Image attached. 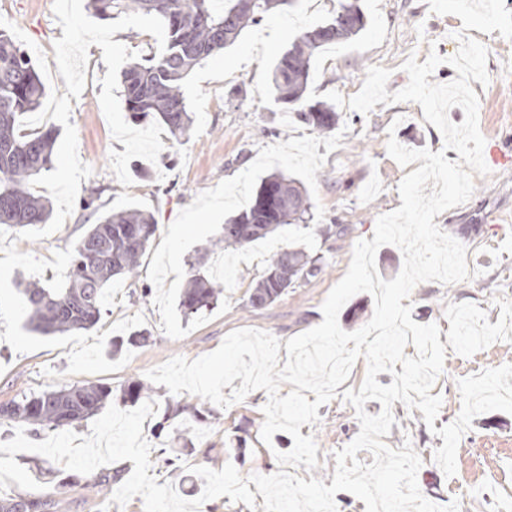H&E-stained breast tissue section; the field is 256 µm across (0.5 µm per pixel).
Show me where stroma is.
<instances>
[{
  "mask_svg": "<svg viewBox=\"0 0 512 512\" xmlns=\"http://www.w3.org/2000/svg\"><path fill=\"white\" fill-rule=\"evenodd\" d=\"M360 3L367 16L365 29L320 54L307 91L310 101L335 103L340 119L333 133L323 135L297 122L269 99L276 57L297 34L324 22L338 6V0H293L195 70L185 87L194 114L189 136L178 141L161 133L164 148L157 162L132 159V183L127 187L110 164L111 151H123L124 146L114 140L99 103L107 67L101 48L90 46L86 85L70 101V122L77 132L78 156L92 169L77 197L93 199L95 208H74L58 231L40 240L18 239L14 227L9 234L16 237L19 252L48 260L75 244L97 213L130 205L151 212L158 231L139 272L108 288L95 327L101 333L139 314L148 340L134 348L121 370L90 375L68 374V348L20 354L0 341V403L55 384H105L119 406L131 380L145 379L148 370L173 357L194 360L208 354L232 331L259 329L284 342L322 322L321 306L345 275L355 244L373 239L378 217L401 205L398 185L408 170L388 155V137L411 149L444 151L451 161L459 158L457 151L445 149L442 134L425 121L420 105L379 103L364 115L349 110L344 96L361 89L373 66L390 69L388 92L403 88L408 82L403 63L412 56L425 62L433 51L445 62L433 71L432 82H451L457 73L448 59L457 52L461 19L432 13L427 0ZM0 29L38 65L46 92L65 94L64 79L51 67L53 45L63 36L53 0H0ZM471 35L488 50L489 82H473L472 88L479 97L478 124L486 140L483 156L490 176L476 183L468 201L435 218L440 229L451 224L465 228L459 241L467 250L471 276L450 285L424 282L413 289L408 299L413 320L439 326L440 342L453 346L452 360L433 388L442 400L434 424L426 425L420 410L394 402L396 422L384 441L397 450L411 443L422 460L419 489L431 502L449 505L448 488L456 480L469 490L467 512H512V414L490 411L473 419L459 442L454 478H446L434 460L443 444L436 429L454 422L461 411L457 382L470 374L466 360L477 356L482 371L512 363V155L504 157L499 151L502 141L512 137V39L476 29ZM274 171L302 181L312 204L311 225L283 226L241 250L206 252L225 216L245 208L260 178ZM325 224L348 225L349 233L340 240L324 236L319 228ZM289 246L323 254L324 272L288 289L265 308H250L249 295L268 259ZM203 252L208 255L207 272L224 274V297L215 309L187 320L178 309V296L191 273V261ZM144 289L149 292L145 298L140 295ZM152 399L156 414L143 423L151 446L150 473L158 484L172 483L183 498L199 497L203 490L194 467L219 470L230 463L245 478L271 475L279 469L277 453L293 446L285 432L275 433L271 444L262 443L265 391H252L226 409L192 394H171L159 384L153 387ZM167 414L172 428L184 430V437L156 438L157 419ZM318 414L319 422L302 425L300 433L314 436L319 466L311 472L298 469L297 474H311L329 484L336 451L355 439L360 424L353 406L339 395L320 406ZM15 459L40 483V498L58 500L57 512H100L104 507L109 512H144L142 497L121 506L94 490L65 485L68 470L43 455L22 452ZM494 470L506 473V480L480 481L481 472Z\"/></svg>",
  "mask_w": 512,
  "mask_h": 512,
  "instance_id": "obj_1",
  "label": "stroma"
}]
</instances>
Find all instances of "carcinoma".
Listing matches in <instances>:
<instances>
[{"instance_id":"1","label":"carcinoma","mask_w":512,"mask_h":512,"mask_svg":"<svg viewBox=\"0 0 512 512\" xmlns=\"http://www.w3.org/2000/svg\"><path fill=\"white\" fill-rule=\"evenodd\" d=\"M212 0H91L94 14L112 20L129 13L155 15L165 26L163 51L121 72L126 111L136 121L155 119L176 139L186 136L193 117L184 82L203 60L233 45L252 25L287 0H224L217 11ZM366 26L358 0H342L324 23L299 33L274 61L270 95L274 106L293 114L322 134L336 129L339 115L333 103H308L306 92L312 65L328 45L346 42ZM44 86L31 57L0 29V224L27 227L45 224L51 208L45 197L31 191V181L54 168L58 134L52 129L21 127L19 114L40 105ZM311 202L302 183L273 172L260 179L249 205L224 221L223 235L211 249L245 248L266 239L279 227L307 222ZM153 215L137 207L101 214L74 245L64 290L55 294L38 282L21 290L27 305L26 327L42 336L94 328L104 310L105 291L117 279L133 278L141 257L156 235ZM324 256L303 248L273 254L249 296L274 302L290 288L306 284L324 271ZM224 295V282L194 271L179 295L178 307L190 317L214 308ZM152 389L133 380L124 398L137 402ZM112 395L104 385H56L0 405V418L40 429H63L96 414ZM52 501L21 495L0 499V512H50Z\"/></svg>"}]
</instances>
